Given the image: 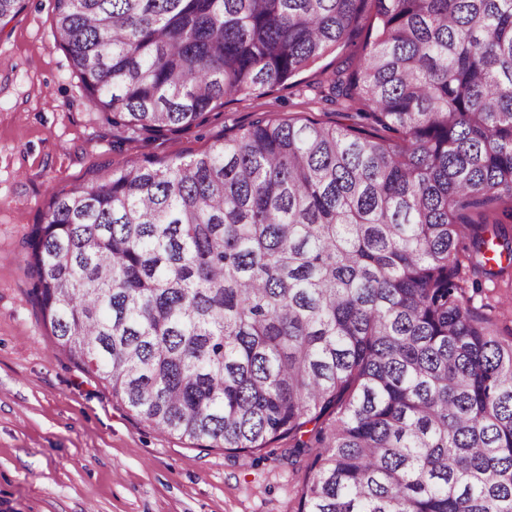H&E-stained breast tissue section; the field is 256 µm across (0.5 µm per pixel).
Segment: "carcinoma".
Segmentation results:
<instances>
[{
  "mask_svg": "<svg viewBox=\"0 0 512 512\" xmlns=\"http://www.w3.org/2000/svg\"><path fill=\"white\" fill-rule=\"evenodd\" d=\"M55 10L88 101L143 138L375 33L318 86L353 123L263 117L52 196L24 261L58 351L161 433L288 440L298 512H512V337L463 276L512 269V226L480 212L512 202V0Z\"/></svg>",
  "mask_w": 512,
  "mask_h": 512,
  "instance_id": "1",
  "label": "carcinoma"
}]
</instances>
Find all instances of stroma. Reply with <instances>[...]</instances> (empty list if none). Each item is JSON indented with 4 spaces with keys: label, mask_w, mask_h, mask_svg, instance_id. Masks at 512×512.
<instances>
[{
    "label": "stroma",
    "mask_w": 512,
    "mask_h": 512,
    "mask_svg": "<svg viewBox=\"0 0 512 512\" xmlns=\"http://www.w3.org/2000/svg\"><path fill=\"white\" fill-rule=\"evenodd\" d=\"M54 24L55 0H24L0 24V512H296L310 460L288 462L287 441L242 455L159 433L58 353L24 243L52 195L105 183L126 163L196 157L262 113L347 123L312 88L357 60L366 34L187 131L124 140L89 103ZM471 305L512 333V280L482 281Z\"/></svg>",
    "instance_id": "35a3bbf8"
}]
</instances>
